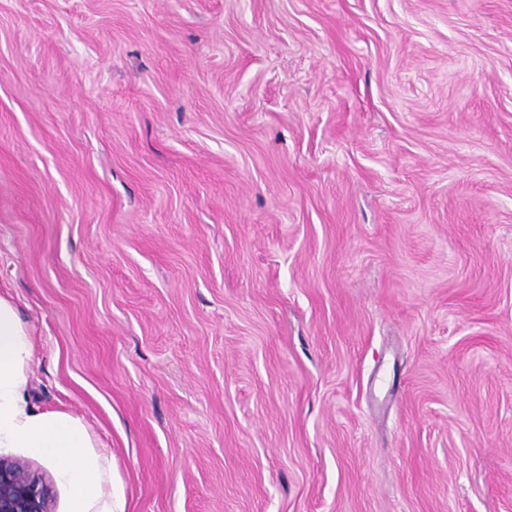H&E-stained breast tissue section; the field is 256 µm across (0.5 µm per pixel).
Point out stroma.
<instances>
[{
  "label": "stroma",
  "instance_id": "1",
  "mask_svg": "<svg viewBox=\"0 0 512 512\" xmlns=\"http://www.w3.org/2000/svg\"><path fill=\"white\" fill-rule=\"evenodd\" d=\"M0 296L126 512H512V0H0Z\"/></svg>",
  "mask_w": 512,
  "mask_h": 512
}]
</instances>
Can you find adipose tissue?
<instances>
[{"mask_svg":"<svg viewBox=\"0 0 512 512\" xmlns=\"http://www.w3.org/2000/svg\"><path fill=\"white\" fill-rule=\"evenodd\" d=\"M33 344L18 307L0 296V449L25 448L55 470L71 512H125L123 497L104 491L112 462L95 451L84 423L37 407L28 392Z\"/></svg>","mask_w":512,"mask_h":512,"instance_id":"ef3b65f1","label":"adipose tissue"}]
</instances>
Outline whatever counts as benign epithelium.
<instances>
[{"instance_id":"benign-epithelium-1","label":"benign epithelium","mask_w":512,"mask_h":512,"mask_svg":"<svg viewBox=\"0 0 512 512\" xmlns=\"http://www.w3.org/2000/svg\"><path fill=\"white\" fill-rule=\"evenodd\" d=\"M51 481L17 458L0 457V512H54Z\"/></svg>"}]
</instances>
